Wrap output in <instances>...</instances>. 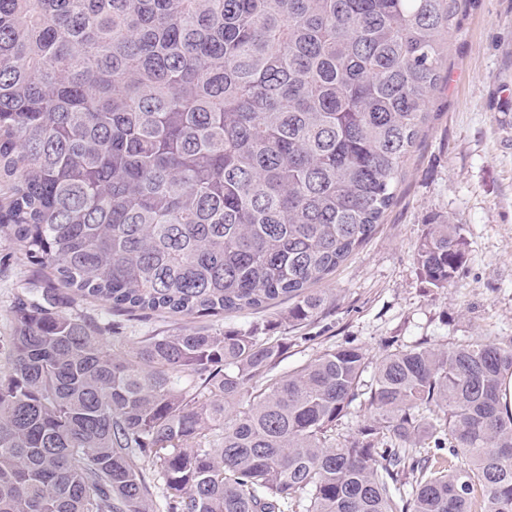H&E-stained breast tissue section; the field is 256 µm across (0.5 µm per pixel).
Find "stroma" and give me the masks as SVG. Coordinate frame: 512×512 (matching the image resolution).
Instances as JSON below:
<instances>
[{
    "label": "stroma",
    "mask_w": 512,
    "mask_h": 512,
    "mask_svg": "<svg viewBox=\"0 0 512 512\" xmlns=\"http://www.w3.org/2000/svg\"><path fill=\"white\" fill-rule=\"evenodd\" d=\"M427 112L381 224L319 283L327 310L317 320L288 325L284 301L203 320L115 313L80 299L72 312L112 324L124 350L152 331L205 325L219 332L260 324L288 343L282 372L330 346L358 345L367 353L368 383L379 357L395 348L445 347L481 333L512 336V0H458L443 79ZM437 223L459 225L466 256L446 288L430 287L414 260L427 226ZM41 277L17 249L9 226L0 225V349L26 283Z\"/></svg>",
    "instance_id": "obj_1"
}]
</instances>
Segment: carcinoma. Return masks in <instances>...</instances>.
Listing matches in <instances>:
<instances>
[{
    "instance_id": "cac0c4a2",
    "label": "carcinoma",
    "mask_w": 512,
    "mask_h": 512,
    "mask_svg": "<svg viewBox=\"0 0 512 512\" xmlns=\"http://www.w3.org/2000/svg\"><path fill=\"white\" fill-rule=\"evenodd\" d=\"M455 11L0 0V223L47 273L0 365V512H512V336L388 351L366 389L357 345L279 373L288 344L255 325L122 353L66 311L317 319L314 285L392 202ZM415 261L448 287L459 226L427 225ZM350 412L351 414L344 417L339 422V425L336 426V434L339 435L341 440L355 436L359 426H361L367 416L364 407H359L358 401L353 404Z\"/></svg>"
}]
</instances>
